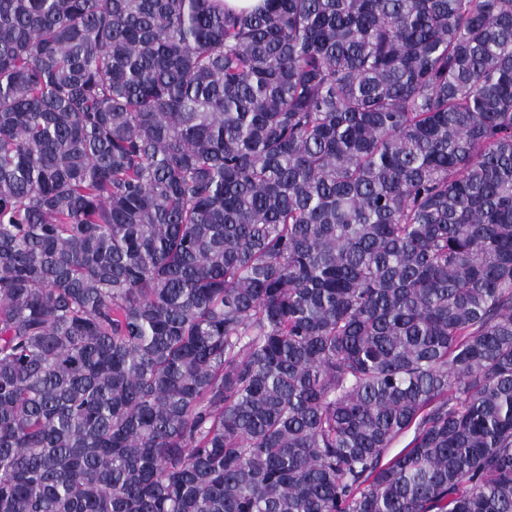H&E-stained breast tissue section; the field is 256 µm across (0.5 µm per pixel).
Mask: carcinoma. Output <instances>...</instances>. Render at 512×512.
<instances>
[{
    "instance_id": "obj_1",
    "label": "carcinoma",
    "mask_w": 512,
    "mask_h": 512,
    "mask_svg": "<svg viewBox=\"0 0 512 512\" xmlns=\"http://www.w3.org/2000/svg\"><path fill=\"white\" fill-rule=\"evenodd\" d=\"M265 2L0 0V512H512V0Z\"/></svg>"
}]
</instances>
